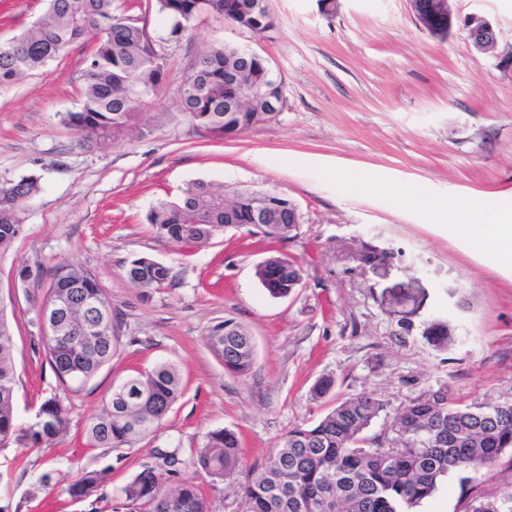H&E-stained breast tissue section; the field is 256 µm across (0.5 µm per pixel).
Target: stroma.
<instances>
[{"mask_svg":"<svg viewBox=\"0 0 512 512\" xmlns=\"http://www.w3.org/2000/svg\"><path fill=\"white\" fill-rule=\"evenodd\" d=\"M167 77L144 106L138 129L98 147L65 123L81 103L90 53L77 42L41 71L0 87V183L34 173L40 190L24 204L20 232L0 254V309L15 337L16 412L35 422L38 403L58 400L70 421L50 445L0 450V505L8 512H138L124 487L161 453L181 464L171 483L190 481L208 512H241L234 479L198 472L193 458L210 432L234 431L241 473L265 463L289 429L321 417L311 388L333 377L336 393L372 392L403 407L422 389L447 384L466 401L512 393V265L473 249L430 202L483 198L498 212L512 198V0H449L455 14L480 13L498 31L496 49L476 52L464 33L441 40L414 23L407 0H271L276 26L257 35L200 18L180 39L155 0H139ZM47 0H0V43L30 28ZM248 47L284 80L287 106L273 121L216 139L180 108L198 57L221 44ZM349 170L376 178L373 193L345 185ZM204 180L264 189L294 201L299 235L272 246L246 229L227 230L186 253L156 235L146 216ZM392 251L382 265L361 262L365 247ZM303 268L305 285L268 295L254 266L271 248ZM156 259L173 272L160 290L134 287L129 261ZM63 261L90 268L119 323L111 361L89 380L63 384L28 321ZM34 277L19 283L18 266ZM231 319L251 333L255 363L227 371L208 347L214 325ZM449 326L445 349L424 336ZM175 363L185 391L153 433L126 448L85 445L84 433L113 386L155 363ZM101 476L89 497L68 488L85 472ZM512 460L450 473L420 512H465L468 497H501Z\"/></svg>","mask_w":512,"mask_h":512,"instance_id":"1","label":"stroma"}]
</instances>
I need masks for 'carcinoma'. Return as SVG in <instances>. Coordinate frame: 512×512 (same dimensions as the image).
Listing matches in <instances>:
<instances>
[{
  "mask_svg": "<svg viewBox=\"0 0 512 512\" xmlns=\"http://www.w3.org/2000/svg\"><path fill=\"white\" fill-rule=\"evenodd\" d=\"M115 0H48L46 16L31 31L13 38L9 52H0V86L45 68L67 46L83 41L91 45L90 64L82 72V104L69 112L65 122L84 139L102 143L124 137L137 127L139 111L158 95L166 68L155 62L153 36L141 18L119 10ZM239 0H156L167 19L227 17L241 28H275L270 17L236 9ZM265 59L248 66L239 60L237 49L224 44L200 55L185 79L186 98L182 111L196 129L208 134L232 127L244 132L265 108L267 94L277 88L261 85ZM228 68L241 72V81L259 90L252 103L238 114L227 113L233 87L224 82ZM22 192L0 208V253L10 249L20 230L25 201L40 189V179L29 175L18 180ZM234 225L251 234H262L279 242L299 230L295 224H257L252 203L239 196L230 203ZM224 189L205 181L192 183L173 201L161 200L152 207L148 222L158 236L188 248L208 242L224 230ZM301 268L273 257L255 275L275 298H286L295 290ZM128 280L138 288H164L173 282L171 268L149 257H137L126 268ZM47 301L68 302L70 315L84 319L87 329L103 317L113 323L112 308L96 275L88 268L61 262L50 271ZM437 348L449 346L452 335L442 324L425 332ZM116 332L99 336L92 347L73 339H45L49 363L65 384L86 381L112 359ZM210 349L232 373L245 375L255 360L249 331L240 323L226 320L206 334ZM14 336L0 313V448L11 444L37 446L67 431L69 418L55 399L41 403L38 421L19 425L15 412L17 376ZM183 394L176 365L156 364L150 371L126 379L112 388L86 429L90 448L129 447L150 434ZM381 430L368 431L378 418ZM512 453V397L468 403L439 386L411 398L390 416L387 402L367 393L336 398L319 419L295 426L272 450L265 465L247 473L239 485L245 512H416L433 497L448 474L468 469L493 467ZM166 472L146 468L130 481L124 493L133 504L148 512H207L206 503L190 482L166 487L176 472V455L164 456ZM240 463L236 434L216 430L208 435L197 454L195 466L222 478L235 472ZM101 480L94 471L74 483L71 496H90Z\"/></svg>",
  "mask_w": 512,
  "mask_h": 512,
  "instance_id": "cac0c4a2",
  "label": "carcinoma"
}]
</instances>
